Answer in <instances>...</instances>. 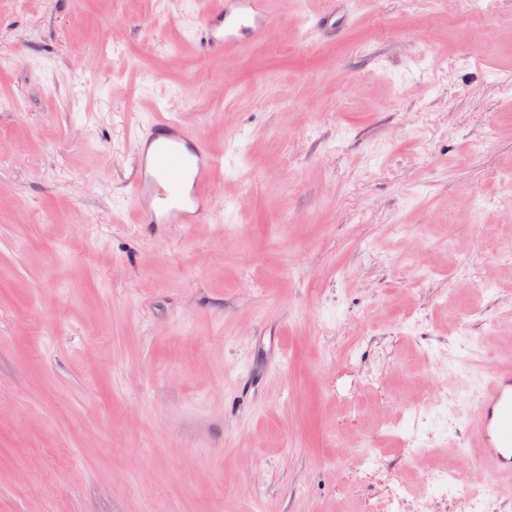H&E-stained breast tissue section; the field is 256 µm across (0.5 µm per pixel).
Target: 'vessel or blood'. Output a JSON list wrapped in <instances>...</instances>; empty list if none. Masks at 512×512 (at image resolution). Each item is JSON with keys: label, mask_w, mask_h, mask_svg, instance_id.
I'll use <instances>...</instances> for the list:
<instances>
[{"label": "vessel or blood", "mask_w": 512, "mask_h": 512, "mask_svg": "<svg viewBox=\"0 0 512 512\" xmlns=\"http://www.w3.org/2000/svg\"><path fill=\"white\" fill-rule=\"evenodd\" d=\"M194 34L206 54L239 52L259 42L273 18L267 0H204ZM222 161L185 121L166 112L141 123L133 161L134 213L141 224H199ZM474 465L512 485V359L485 366L481 397L465 428Z\"/></svg>", "instance_id": "obj_1"}]
</instances>
